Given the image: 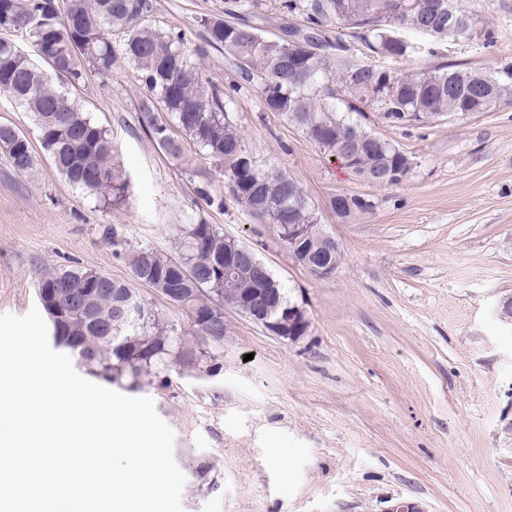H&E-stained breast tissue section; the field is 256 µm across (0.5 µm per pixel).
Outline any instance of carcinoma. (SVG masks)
Returning <instances> with one entry per match:
<instances>
[{"label": "carcinoma", "instance_id": "obj_1", "mask_svg": "<svg viewBox=\"0 0 512 512\" xmlns=\"http://www.w3.org/2000/svg\"><path fill=\"white\" fill-rule=\"evenodd\" d=\"M427 0H279L284 17H300L303 28L288 26L300 43L297 57L284 55L281 43L260 35L253 26L204 16L199 25L207 33L194 54L221 46L239 63L262 108L279 114L327 157L336 155V141L356 134L367 107L365 87L391 89L376 106L383 124L397 127L399 115L418 112L423 120H436L489 112L512 95V71H486L442 64L433 69H388L371 61L353 60L341 41L336 52L322 49L323 27H343L346 20L360 31L349 34L370 57L409 60L432 42L448 41V6L460 18L468 14L459 0H439L434 12ZM260 7L259 0H225L224 14L240 16ZM153 9L152 0H0V92L21 103L34 116L43 150L72 187L94 196L104 205L124 201L127 183L115 167L108 130L96 122L76 100L54 86L32 60L19 54L6 33L28 30L35 23L57 57L55 77L76 88L90 73L107 76L122 58L134 67L149 96L141 103L138 122L151 140L171 158L184 160L183 142L171 134L178 127L196 149L209 159L224 179L227 197L251 216L269 224H315L313 203L300 185L282 171L261 168L246 150L237 125L230 117L232 99L224 96L197 66L180 35L143 25ZM81 27L71 26L73 17ZM345 73L344 83L336 75ZM0 152L10 166L24 174L36 156L29 139L0 124ZM398 143L380 156L364 146L353 173L362 175L383 164L395 172L392 184L408 178ZM114 253L129 258L131 272L155 288L181 293L177 304L190 316L199 336L224 339V231L203 220L180 229L173 255L149 247H131L112 238ZM241 287L286 290L276 279L260 282L245 267ZM38 288L60 290L66 313L49 320L50 333L72 341L77 363L105 381L135 390L160 365L184 356L176 328L127 282L80 266L56 267L44 272ZM92 299L90 320L77 312ZM133 298L145 311L141 324L119 321L116 305Z\"/></svg>", "mask_w": 512, "mask_h": 512}]
</instances>
